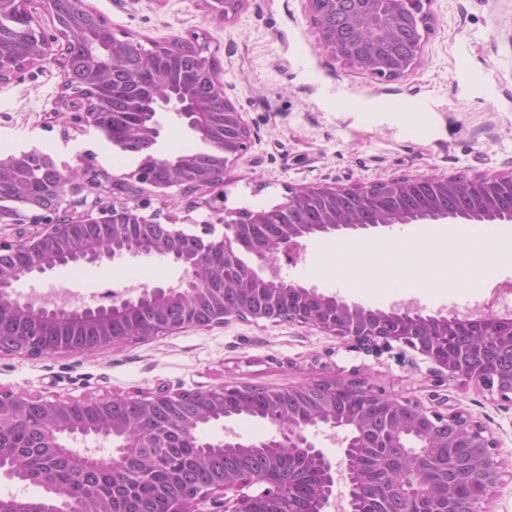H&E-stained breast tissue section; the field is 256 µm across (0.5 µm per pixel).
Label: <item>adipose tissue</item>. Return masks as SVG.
Listing matches in <instances>:
<instances>
[{
  "mask_svg": "<svg viewBox=\"0 0 512 512\" xmlns=\"http://www.w3.org/2000/svg\"><path fill=\"white\" fill-rule=\"evenodd\" d=\"M463 232L454 227H431L427 237L407 242L406 238L375 240L338 247L339 263L351 266L361 254L373 262L361 280L365 287L402 288L410 277L421 278L428 287L462 285L468 274H489L492 260L512 262V234L497 233L493 239L474 238L473 251L458 264L448 265L447 256L456 251Z\"/></svg>",
  "mask_w": 512,
  "mask_h": 512,
  "instance_id": "ef3b65f1",
  "label": "adipose tissue"
}]
</instances>
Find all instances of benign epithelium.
<instances>
[{"label":"benign epithelium","mask_w":512,"mask_h":512,"mask_svg":"<svg viewBox=\"0 0 512 512\" xmlns=\"http://www.w3.org/2000/svg\"><path fill=\"white\" fill-rule=\"evenodd\" d=\"M52 19L55 34L49 35L31 10L25 11L26 48L15 53L0 46V83L20 71L55 64L61 72L59 102L70 114L76 128L98 129L112 120L99 82H77L68 75L74 56L93 52V43L81 32L76 16L84 11V2L75 0H39ZM315 17L319 46L332 58L360 69L370 76L396 80L406 76L421 55L433 16L431 0H307ZM79 7H73V4ZM141 49L140 43L116 37L102 47L103 62L93 64L103 74L123 56ZM194 55L199 75L211 86L210 96L200 99L177 68V61ZM146 65L133 74V106L141 121L133 127V139L165 170L159 181L155 170L133 171L130 182L118 184L103 169L85 165L76 176L53 158L44 160L45 197L24 194L26 159H41L35 149L25 155L0 157V172L15 177L22 194L23 209L17 213L0 212V224L21 227L15 238H0V325H24L25 337L50 336L62 321L94 320L101 327L97 343L70 345L61 352L91 353L124 341L112 331V319L120 315L129 322L145 309L173 303L183 307L177 322L147 324L145 331L132 338H154L186 328L205 329L222 326L231 320L252 318L270 323L288 322L339 336L350 346L380 355L401 344L431 364L429 372L461 390L481 389L512 404V376H503L489 367L487 354L496 353V361H505L512 369V314H498L490 308L459 313L438 310L432 314L413 302L393 305L389 310L372 309L349 302L337 295H325L282 276V263L300 255L303 241L317 235L359 233L394 224H437L443 221L512 223V174L478 175L462 180L448 176H411L371 183L340 185L324 183L289 189L285 201L269 209L228 212L224 209V172L247 149L250 130L236 106L225 96L216 62L202 55L198 38L152 42L144 51ZM173 113L183 126L201 142L210 139L209 117L224 115V128L239 134L238 140L224 145V160L201 169L195 157L171 160L159 150L163 131L161 117ZM147 184L161 194L172 188L182 191L198 187L218 189L205 202L209 210L202 221L201 233H187L177 227L178 218L166 216L159 221L156 211L125 202H105L104 192L135 188ZM98 191L93 198L87 192ZM224 225V235L212 237L213 223ZM37 225L30 232L24 225ZM159 255L182 269L175 285L133 287L118 298L96 305H73L62 297L37 302L16 291V284L70 263H96L123 255ZM224 269L237 273L245 283L258 286L264 293L265 307L237 306L224 309V296L214 295L208 287L207 269L214 260ZM482 338L475 347L471 337ZM314 392L320 407L300 410L285 416L268 408L288 393L298 396ZM207 399L211 413L230 420L239 406L247 403L258 418L269 424L271 432L259 441H245L231 426L224 427V439L202 440L197 436L204 421L185 420L184 429L196 447L203 451L222 448L226 452L259 454L266 464L187 491L167 502L162 512H200L197 504L208 502V512H271L269 505L291 491L298 502L295 512H374L381 503L383 512H487L485 500L476 504L447 498L439 503L434 488L442 472L430 467L453 450L474 448L483 464L485 484L495 487L501 476L500 463L493 449L497 441L486 426L461 408L443 413L408 398L392 396L366 379L312 381L288 391L266 390L251 386L221 385L195 391ZM188 393H173L160 387L133 395H114L108 399L84 398L81 403L94 411L112 408L109 427L85 426L71 416V400L31 396L0 390V427L25 421L30 416L45 418L44 437L49 448H56L72 467L81 471L100 468L116 479H143L146 473L130 471V455L139 448L137 423L125 418L122 409L131 402L152 415L158 406H176ZM372 401L381 409V418L372 421L373 436L387 449V458L377 467L363 459L368 433L365 411L360 405ZM324 436L342 448L335 460L320 446ZM109 449L108 455L101 450ZM285 456L300 460L315 478L311 493L305 497L295 488H286L279 461ZM0 472L25 480L23 462L0 438ZM254 484L264 489L249 495L243 489ZM46 496L39 500L19 496L0 497V512H72L70 494L53 484L44 486ZM233 492L227 496V492Z\"/></svg>","instance_id":"1"}]
</instances>
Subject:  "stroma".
Segmentation results:
<instances>
[{"label": "stroma", "mask_w": 512, "mask_h": 512, "mask_svg": "<svg viewBox=\"0 0 512 512\" xmlns=\"http://www.w3.org/2000/svg\"><path fill=\"white\" fill-rule=\"evenodd\" d=\"M109 20L117 38L142 45L197 36L214 58L224 93L250 129L247 150L224 173V207L257 210L282 203L289 189L321 183H366L415 175L471 178L512 172V0H432L433 27L415 69L379 80L331 58L317 43L306 0H245L223 20L205 0H85ZM62 81L53 65L32 67L0 84V155L36 148L77 167L88 158L119 183L135 169L96 130L48 122ZM210 191L202 187L159 200L148 185L121 194L128 205L202 221ZM327 238L307 240L288 279L328 295L386 310L406 290L359 289L336 282ZM151 266L152 284L181 271L153 255L54 268L16 285L19 293L68 288L91 297L126 286L133 267ZM368 379L428 408L460 407L499 442L503 476L490 512H512V406L479 390L460 391L412 369L392 350L375 357L344 339L288 322L234 320L128 340L93 354L41 358L0 354V389L58 398L108 397L163 386L194 392L220 385L287 389L311 380Z\"/></svg>", "instance_id": "stroma-1"}]
</instances>
